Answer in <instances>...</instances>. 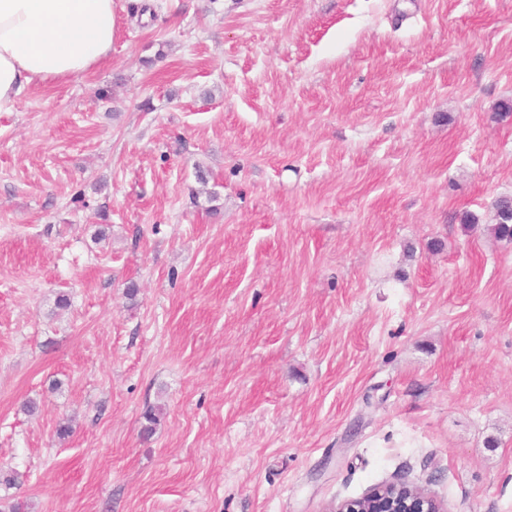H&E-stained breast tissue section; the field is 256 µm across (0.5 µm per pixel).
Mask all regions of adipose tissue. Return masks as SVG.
Returning a JSON list of instances; mask_svg holds the SVG:
<instances>
[{"label":"adipose tissue","mask_w":512,"mask_h":512,"mask_svg":"<svg viewBox=\"0 0 512 512\" xmlns=\"http://www.w3.org/2000/svg\"><path fill=\"white\" fill-rule=\"evenodd\" d=\"M117 32L115 0H0V112L103 63Z\"/></svg>","instance_id":"adipose-tissue-1"}]
</instances>
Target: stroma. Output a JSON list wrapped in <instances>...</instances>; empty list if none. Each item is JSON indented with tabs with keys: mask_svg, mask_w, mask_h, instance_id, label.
<instances>
[{
	"mask_svg": "<svg viewBox=\"0 0 512 512\" xmlns=\"http://www.w3.org/2000/svg\"><path fill=\"white\" fill-rule=\"evenodd\" d=\"M116 5L0 113V512H512V0ZM497 223L493 232L499 240L512 241V202L500 200L495 204ZM384 485L372 489L365 496L374 500L375 507L366 509L361 498L349 499L340 502L336 506V512H443L440 504L432 497L424 493L422 496L406 501L405 499L393 500L385 494Z\"/></svg>",
	"mask_w": 512,
	"mask_h": 512,
	"instance_id": "1",
	"label": "stroma"
}]
</instances>
